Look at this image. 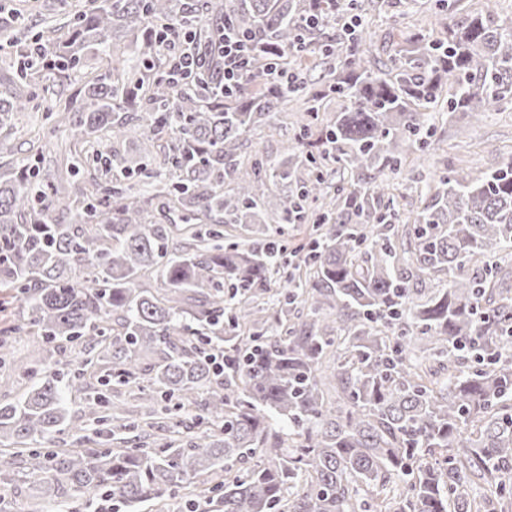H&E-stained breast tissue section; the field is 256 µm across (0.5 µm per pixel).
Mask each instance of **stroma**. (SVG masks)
Wrapping results in <instances>:
<instances>
[{"mask_svg":"<svg viewBox=\"0 0 512 512\" xmlns=\"http://www.w3.org/2000/svg\"><path fill=\"white\" fill-rule=\"evenodd\" d=\"M86 0H15V20L0 21V96L27 105L17 116L18 131L12 136L13 153L0 158V163L22 167L27 158L44 161L41 175L62 182L90 181L96 172L92 161L96 149L95 137L75 138L72 127H55L46 112L56 100L68 98L84 82L83 70H74L64 86L45 88L44 84L20 80L15 76L17 59L8 44L20 39L31 41L52 26L63 25ZM361 19L370 39L369 57L380 65L389 53L390 35L394 30L423 28L439 33L435 0H400L397 8L385 0H360ZM302 99H293L287 112L281 114L273 128L252 132L241 148L243 157H261L267 162L278 161L285 146L292 142L305 115ZM429 122L439 144V152L422 153L405 149V162L399 172L391 174L397 199L402 209L420 211L427 203L421 190L432 183L439 170L463 166L472 177L480 178L496 169L504 158L512 155V107L498 106L486 111L482 119L463 113L448 115L442 110L431 112Z\"/></svg>","mask_w":512,"mask_h":512,"instance_id":"obj_1","label":"stroma"}]
</instances>
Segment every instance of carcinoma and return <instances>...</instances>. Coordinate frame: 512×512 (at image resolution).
<instances>
[{
    "label": "carcinoma",
    "instance_id": "cac0c4a2",
    "mask_svg": "<svg viewBox=\"0 0 512 512\" xmlns=\"http://www.w3.org/2000/svg\"><path fill=\"white\" fill-rule=\"evenodd\" d=\"M441 36L400 34L381 68L371 66L356 0H90L67 33L41 46L55 67L19 70L55 83L90 60L111 65L50 116L79 134H100L95 189L76 224H61L58 189L26 171L0 169V288L15 292L24 319L4 335L31 336L73 351L77 368L32 357L45 378L0 402V476L17 465L45 479L58 508L105 495L113 512H142L183 489L198 512H507L512 502V155L473 178L451 168L428 185L415 216L400 209L385 171L403 163L399 147L426 149L429 112L476 115L512 105V19L489 10L461 14L438 0ZM254 39L243 84L221 92L224 61L203 16ZM336 18L339 35L317 32ZM188 30L203 76L184 86L166 77L160 32ZM329 62L311 90L274 80L288 53ZM307 119L271 168L243 159L258 126L299 94ZM342 106L322 115V100ZM142 109L140 135L166 140L150 188L111 149L128 113ZM22 106L0 99V130ZM350 172L332 208L312 211L325 168ZM309 178L295 183L294 168ZM291 190L266 213L269 176ZM176 214L150 221L157 206ZM310 224L297 262L287 247L259 250L224 232L203 237L194 222ZM188 237L176 247L170 240ZM158 292L143 287L153 273ZM283 281L277 322L253 319L255 304ZM155 361L142 390L146 411L123 422L117 404L96 394L84 412L103 426L106 447L53 433L66 397L112 359V383L138 378L139 356ZM207 391L198 400L199 390ZM165 401L159 407V401ZM168 433L133 442L121 431ZM288 425L283 439L270 420ZM442 459L425 461L436 449ZM410 476L404 486L392 479Z\"/></svg>",
    "mask_w": 512,
    "mask_h": 512
}]
</instances>
